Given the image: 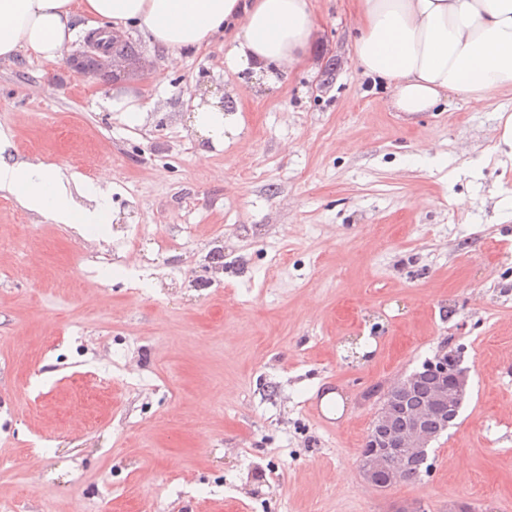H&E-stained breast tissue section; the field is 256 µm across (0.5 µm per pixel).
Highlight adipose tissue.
Instances as JSON below:
<instances>
[{"mask_svg": "<svg viewBox=\"0 0 512 512\" xmlns=\"http://www.w3.org/2000/svg\"><path fill=\"white\" fill-rule=\"evenodd\" d=\"M355 60L367 74L392 80V106L405 115L432 111L456 94L474 107L512 91V0H355ZM101 20L105 31L136 26L178 59L233 28L224 53L231 72H251L263 86L304 63L316 36L309 0H0V60L30 52L63 59L76 39L78 15ZM191 130L224 149L238 128L223 95L196 96ZM0 142V190L31 212L82 231L113 220L101 186L72 194L60 168L6 161Z\"/></svg>", "mask_w": 512, "mask_h": 512, "instance_id": "obj_1", "label": "adipose tissue"}]
</instances>
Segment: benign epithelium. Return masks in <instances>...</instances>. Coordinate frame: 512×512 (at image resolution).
Listing matches in <instances>:
<instances>
[{"label": "benign epithelium", "instance_id": "benign-epithelium-1", "mask_svg": "<svg viewBox=\"0 0 512 512\" xmlns=\"http://www.w3.org/2000/svg\"><path fill=\"white\" fill-rule=\"evenodd\" d=\"M89 51L75 57L77 74L88 76L86 66L112 70V76L130 67L129 58L122 54L112 56H90L96 50L94 44H87ZM435 376V382L429 390L422 394L417 385L424 373ZM468 369L461 366L457 355L440 352L426 360L421 369L415 370L394 380L387 388L388 397L384 398L381 407L375 414L362 449L359 468L364 480L375 487L383 488L379 481V470L382 460L391 451L400 455V474L414 460L426 456L432 442L444 431L448 430V421L436 422L435 404L448 405V414L457 415L468 395ZM416 396L421 404L416 411L408 407L410 397Z\"/></svg>", "mask_w": 512, "mask_h": 512}]
</instances>
